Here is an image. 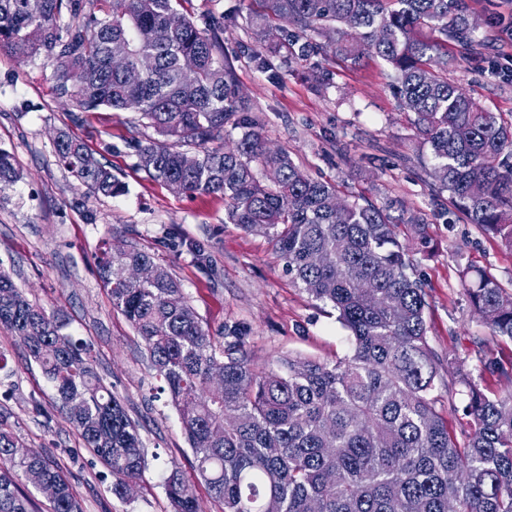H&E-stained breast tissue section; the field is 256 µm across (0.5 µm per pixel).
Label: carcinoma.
<instances>
[{
	"instance_id": "1",
	"label": "carcinoma",
	"mask_w": 512,
	"mask_h": 512,
	"mask_svg": "<svg viewBox=\"0 0 512 512\" xmlns=\"http://www.w3.org/2000/svg\"><path fill=\"white\" fill-rule=\"evenodd\" d=\"M182 0H0V47L55 66V92L83 112L133 110L158 138L132 141L138 166L188 195H220L228 219L263 233L283 268L311 299L328 304L350 332L351 354L334 361L284 356L278 369L256 366L244 336L217 347L179 284L153 254L104 241L96 254L112 307L141 336L163 379L193 451L199 478L224 512H512V389L487 396L472 374L466 426L455 433L431 397L439 359L429 345L426 290L400 240L410 224L428 244L427 218L391 214L394 203L346 202L336 220V186L310 178L288 151L273 152L246 115L234 66L224 55V15L201 28ZM246 18L271 55L304 62L320 48L352 64L366 56L392 70L398 106L414 114L428 147L423 171L432 191L448 193V211L512 249V124L448 83V43L482 44L467 0H259ZM272 17L293 29L274 30ZM147 58L137 83L110 67ZM85 72L74 89L68 73ZM243 129L228 147V123ZM61 164L91 194L123 185L81 142L60 133ZM13 157L0 149V186L14 182ZM151 278L130 281L135 266ZM462 286L488 336L512 342V293L487 270L465 267ZM0 328L23 343L56 393L59 408L112 472V493L126 496L146 462L137 425L101 380L91 346L31 301L0 269ZM480 374L512 384V362L492 352ZM166 490L174 512H200L170 462ZM34 487L56 486L52 512H81L61 467L34 455L0 428V512H32L17 473Z\"/></svg>"
}]
</instances>
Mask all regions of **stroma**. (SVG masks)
<instances>
[{
	"label": "stroma",
	"instance_id": "obj_1",
	"mask_svg": "<svg viewBox=\"0 0 512 512\" xmlns=\"http://www.w3.org/2000/svg\"><path fill=\"white\" fill-rule=\"evenodd\" d=\"M485 44L468 65L452 62L449 83L463 87L484 109L512 122V41L494 20L512 15V0H469ZM196 22L224 13V51L234 61L241 94L269 147L290 151L312 177L338 186L342 197L394 199L429 221L427 247L416 245L411 225L400 238L410 247L426 284L428 341L442 363L433 394L449 427H458L464 399L450 395L457 368L478 372L476 351L487 330L461 284L463 266L493 273L512 291V250L497 238L441 209L418 159L425 150L412 116L389 87L390 69L366 57L353 66L320 51L308 61L257 68L253 35L242 18L255 0H184ZM324 81L313 86L309 76ZM54 68L44 57L20 62L0 49V148L20 174L0 189V267L47 311L59 312L66 330L91 343L95 368L138 422L148 468L132 495L112 492V474L79 431L54 405V390L19 338L0 330L9 358L0 372V422L25 446L52 457L69 479L82 512H171L166 464L176 460L194 483L201 512L223 505L198 482L195 460L176 410L153 396L158 380L136 331L112 306L94 257L102 241L153 253L182 288L212 336L237 328L255 364L276 367L280 357L332 361L350 354L352 340L331 306L313 301L285 272L268 237L230 224L224 199L172 191L138 168L130 146L145 130L135 113L102 108L80 111L54 91ZM71 134L123 184L116 196L78 190L58 162L53 140Z\"/></svg>",
	"mask_w": 512,
	"mask_h": 512
}]
</instances>
